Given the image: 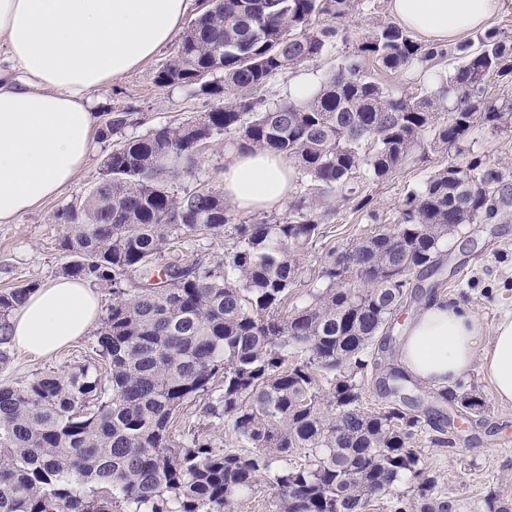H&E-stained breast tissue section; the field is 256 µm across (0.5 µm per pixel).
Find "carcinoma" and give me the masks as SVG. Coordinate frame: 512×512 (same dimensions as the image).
Returning a JSON list of instances; mask_svg holds the SVG:
<instances>
[{"instance_id":"cac0c4a2","label":"carcinoma","mask_w":512,"mask_h":512,"mask_svg":"<svg viewBox=\"0 0 512 512\" xmlns=\"http://www.w3.org/2000/svg\"><path fill=\"white\" fill-rule=\"evenodd\" d=\"M360 2L214 0L184 31L155 82L194 87L197 72H220L200 87L215 107L115 144L103 177L55 215L64 274L112 285L96 332L109 386L83 367L0 386V512H237L263 484L275 490V512H366L378 497L390 512H457L416 446L428 427L431 443L452 446L451 416L368 408L362 382L379 366L394 314L435 294L411 290L412 276L438 271L448 236L512 215V162L487 158L472 140L478 126L512 130V32L489 29L445 49L379 17L318 91L261 104L256 93L272 76L349 41L345 21ZM320 15L336 24L316 25ZM367 59L394 72L445 59L449 69L436 89L399 97L364 72ZM491 77L506 96L487 95ZM128 116L112 113L101 137L120 133ZM217 135L284 156L316 194L282 218L250 222L221 188L175 193ZM417 147L448 153V166L407 194L397 223L328 248L309 301L288 307L302 257L325 236L324 202L339 194L364 209L354 179L389 177ZM221 233L231 241L222 259L161 262ZM36 287L0 291V343ZM386 376V394L408 400L413 380L395 366ZM432 398L480 406L467 392ZM191 402L207 423L176 442L170 424ZM224 425L244 451L224 448ZM479 512H512V501L493 490Z\"/></svg>"}]
</instances>
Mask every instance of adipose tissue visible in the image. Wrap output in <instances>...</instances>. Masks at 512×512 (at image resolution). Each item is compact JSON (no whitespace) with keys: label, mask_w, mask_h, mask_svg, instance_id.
Listing matches in <instances>:
<instances>
[{"label":"adipose tissue","mask_w":512,"mask_h":512,"mask_svg":"<svg viewBox=\"0 0 512 512\" xmlns=\"http://www.w3.org/2000/svg\"><path fill=\"white\" fill-rule=\"evenodd\" d=\"M504 0H388L403 27L431 44L486 28ZM190 0H0V223L12 224L59 195L93 147V94L138 68L180 28ZM294 171L263 150L224 165L225 199L263 211L289 198ZM91 285L53 279L27 295L9 322L13 345L49 357L97 324ZM398 357L421 383L449 389L482 363L497 399L512 405V313L493 331L477 314L438 297L407 323Z\"/></svg>","instance_id":"adipose-tissue-1"}]
</instances>
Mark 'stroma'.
Wrapping results in <instances>:
<instances>
[{
    "instance_id": "stroma-1",
    "label": "stroma",
    "mask_w": 512,
    "mask_h": 512,
    "mask_svg": "<svg viewBox=\"0 0 512 512\" xmlns=\"http://www.w3.org/2000/svg\"><path fill=\"white\" fill-rule=\"evenodd\" d=\"M176 49V43H169L140 68L99 91L95 106L99 121H106L113 111L130 112V124L123 131L124 137L129 138L210 111L215 101L208 95L179 86L156 85L157 70ZM354 50L351 44L330 46L319 63L283 70L266 83L260 95L269 103L290 100V88L298 76L306 75L314 83H322L330 68ZM364 70L395 94L403 96L423 94L438 79L434 73L385 71L371 61L365 62ZM113 145L110 139L97 140L95 152L62 195L44 202L17 223L0 224V290L31 282L42 285L62 276L68 261L58 248L64 227L56 223L54 215L73 196L94 186ZM232 151L223 137L207 141L200 151L195 177L179 181L178 190L221 187L224 164ZM447 163L448 156L444 153L416 154L387 179L361 181L360 193L370 199L365 212L355 210L351 202L332 197L323 217L327 236L322 239V246L343 249L375 224L396 223L407 193L423 185L432 172ZM441 259L444 274L438 284H431L424 278L421 286H434L437 294L466 306L480 316L489 329L504 311H512V221L466 226L442 245ZM95 346L96 336L91 333L44 359L4 344L0 348L7 352L8 358L0 361V384L21 385L37 374L60 373L79 366L89 367L98 377H105V366L96 356ZM460 386L472 392L483 408L477 419H458L453 447H440L422 440L428 467L440 475L449 496L462 505L479 502L492 490L512 497V406L498 402L481 364L472 366Z\"/></svg>"
}]
</instances>
